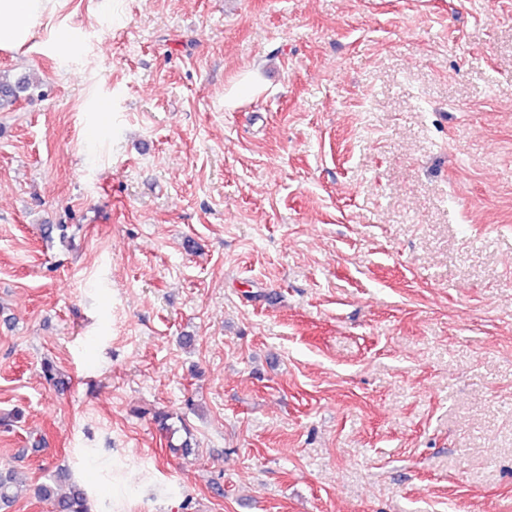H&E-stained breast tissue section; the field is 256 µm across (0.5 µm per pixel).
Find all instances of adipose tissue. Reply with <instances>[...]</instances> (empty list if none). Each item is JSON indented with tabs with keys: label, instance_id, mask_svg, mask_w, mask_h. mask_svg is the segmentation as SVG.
<instances>
[{
	"label": "adipose tissue",
	"instance_id": "1",
	"mask_svg": "<svg viewBox=\"0 0 512 512\" xmlns=\"http://www.w3.org/2000/svg\"><path fill=\"white\" fill-rule=\"evenodd\" d=\"M58 0H0V52L23 48Z\"/></svg>",
	"mask_w": 512,
	"mask_h": 512
}]
</instances>
